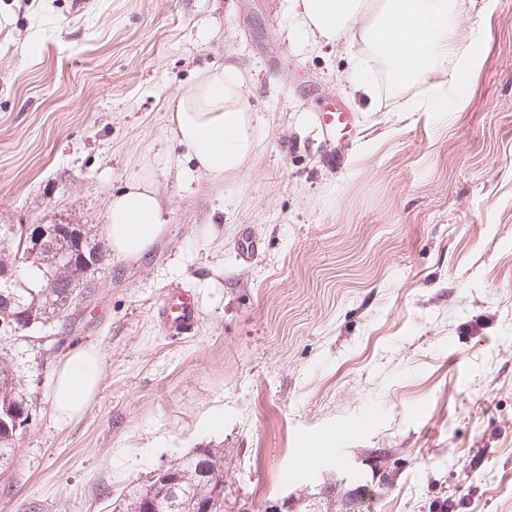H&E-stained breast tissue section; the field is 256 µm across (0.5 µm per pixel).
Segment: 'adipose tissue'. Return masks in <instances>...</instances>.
Wrapping results in <instances>:
<instances>
[{
	"mask_svg": "<svg viewBox=\"0 0 512 512\" xmlns=\"http://www.w3.org/2000/svg\"><path fill=\"white\" fill-rule=\"evenodd\" d=\"M285 9L295 27L312 39L363 44L351 73L352 91L361 97L375 95L373 64L379 59L396 83L435 74L451 55L458 58V74L468 71L454 0H285ZM244 86L234 67L206 70L169 103L170 138L185 147L193 171L214 182L239 171L255 149L254 116ZM160 216L154 182L138 178L112 196L102 233L117 257L137 258L162 234ZM101 372L95 347H80L65 356L52 381L58 421L80 418L97 393Z\"/></svg>",
	"mask_w": 512,
	"mask_h": 512,
	"instance_id": "obj_1",
	"label": "adipose tissue"
}]
</instances>
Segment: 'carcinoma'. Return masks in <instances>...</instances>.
<instances>
[{"label":"carcinoma","instance_id":"cac0c4a2","mask_svg":"<svg viewBox=\"0 0 512 512\" xmlns=\"http://www.w3.org/2000/svg\"><path fill=\"white\" fill-rule=\"evenodd\" d=\"M28 271L37 273V281L27 288H10L13 302L0 306V322L9 321L21 330H30L58 316L69 299L70 291L81 285L84 272L77 261L48 263L35 255ZM53 287H46L47 283ZM0 410L10 411L28 421L31 408L23 398L21 380L12 361L0 354ZM16 433L13 426L0 425V467L9 464L14 453ZM169 476L176 481L177 495L159 503L162 512H195V499L203 494L211 502L212 512H224V453L215 448H195L179 461L167 466ZM156 482L136 492L128 504L130 512H143L157 496Z\"/></svg>","mask_w":512,"mask_h":512}]
</instances>
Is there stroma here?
I'll use <instances>...</instances> for the list:
<instances>
[{"label":"stroma","mask_w":512,"mask_h":512,"mask_svg":"<svg viewBox=\"0 0 512 512\" xmlns=\"http://www.w3.org/2000/svg\"><path fill=\"white\" fill-rule=\"evenodd\" d=\"M283 2L0 0V224L98 235L143 177L164 224L142 256L106 254L68 319L0 337L32 407L0 512H126L204 446L224 512H346V491L361 512H512V0H456L458 93L450 69L396 86L378 63L370 101L348 94L360 44L306 40ZM227 65L256 148L190 181L167 103ZM176 287L200 304L183 336L156 321ZM88 345L98 391L58 422L53 375ZM323 124L326 126L330 133H334L337 138V147L340 151H344L347 143L344 140V130L352 123L353 115L351 112H346L342 108H336L335 111L326 113L322 118Z\"/></svg>","instance_id":"1"}]
</instances>
